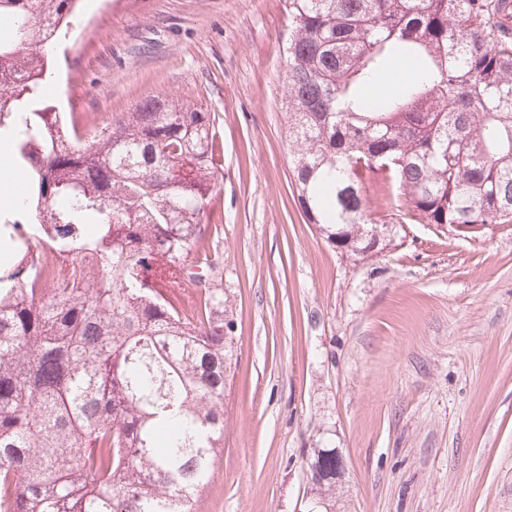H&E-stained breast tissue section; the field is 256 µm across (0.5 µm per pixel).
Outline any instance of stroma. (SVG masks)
I'll use <instances>...</instances> for the list:
<instances>
[{
    "mask_svg": "<svg viewBox=\"0 0 512 512\" xmlns=\"http://www.w3.org/2000/svg\"><path fill=\"white\" fill-rule=\"evenodd\" d=\"M71 27L45 99L102 118L164 93L223 145L205 277L238 362L196 512H310L319 448L344 462L332 512H512V227L327 243L294 190L283 0H81Z\"/></svg>",
    "mask_w": 512,
    "mask_h": 512,
    "instance_id": "obj_1",
    "label": "stroma"
}]
</instances>
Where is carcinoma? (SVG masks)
<instances>
[{"mask_svg":"<svg viewBox=\"0 0 512 512\" xmlns=\"http://www.w3.org/2000/svg\"><path fill=\"white\" fill-rule=\"evenodd\" d=\"M75 2L0 0V133L32 172L4 242L28 223L39 240L0 273V512H194L237 363L224 289L195 272L216 267L218 146L209 113L166 95L103 120L43 99ZM285 2L292 175L328 243L512 224V0ZM399 56L414 76L368 94Z\"/></svg>","mask_w":512,"mask_h":512,"instance_id":"carcinoma-1","label":"carcinoma"}]
</instances>
